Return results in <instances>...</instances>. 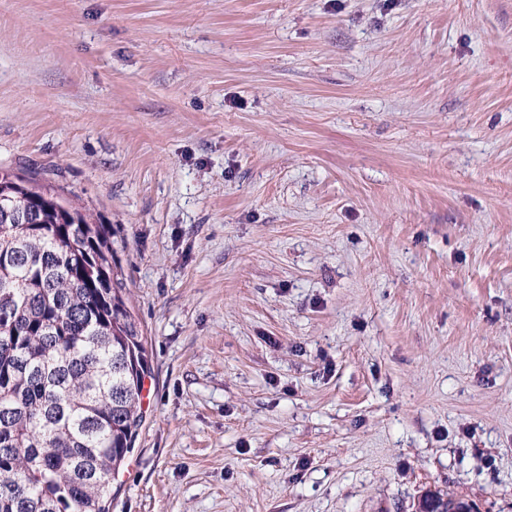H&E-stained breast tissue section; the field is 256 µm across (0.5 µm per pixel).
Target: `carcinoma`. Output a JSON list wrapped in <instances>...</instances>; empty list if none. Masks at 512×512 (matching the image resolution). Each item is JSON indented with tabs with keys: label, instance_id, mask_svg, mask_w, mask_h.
Instances as JSON below:
<instances>
[{
	"label": "carcinoma",
	"instance_id": "obj_1",
	"mask_svg": "<svg viewBox=\"0 0 512 512\" xmlns=\"http://www.w3.org/2000/svg\"><path fill=\"white\" fill-rule=\"evenodd\" d=\"M111 235L0 176V512H110L150 374Z\"/></svg>",
	"mask_w": 512,
	"mask_h": 512
}]
</instances>
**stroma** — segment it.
Segmentation results:
<instances>
[{
  "mask_svg": "<svg viewBox=\"0 0 512 512\" xmlns=\"http://www.w3.org/2000/svg\"><path fill=\"white\" fill-rule=\"evenodd\" d=\"M112 227L110 512H512V0H0V170ZM416 512H477V507L469 500L456 498L448 502L434 492L426 491L417 502Z\"/></svg>",
  "mask_w": 512,
  "mask_h": 512,
  "instance_id": "stroma-1",
  "label": "stroma"
}]
</instances>
